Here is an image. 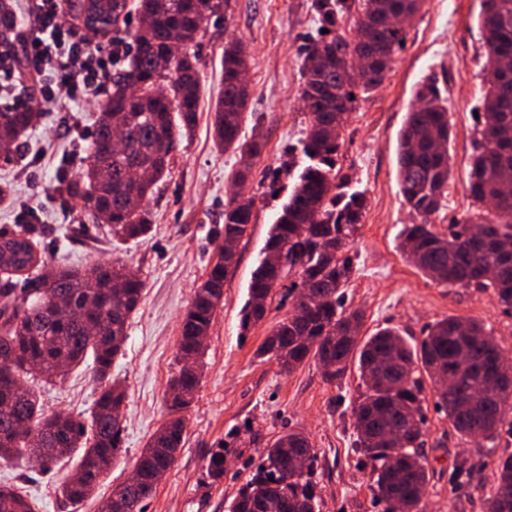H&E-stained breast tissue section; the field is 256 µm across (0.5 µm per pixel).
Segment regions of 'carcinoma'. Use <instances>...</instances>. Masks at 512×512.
Returning a JSON list of instances; mask_svg holds the SVG:
<instances>
[{"label": "carcinoma", "instance_id": "1", "mask_svg": "<svg viewBox=\"0 0 512 512\" xmlns=\"http://www.w3.org/2000/svg\"><path fill=\"white\" fill-rule=\"evenodd\" d=\"M97 19L83 23L97 35L107 32L118 16L92 0ZM426 0H312L320 29L328 35L308 46L303 59L301 97L312 110L302 153L311 164L270 225L264 249L286 252L282 276L274 281L266 260L253 271L248 299L241 310L242 333L262 322L272 305L297 297L300 287L315 296L307 312L288 311L267 333L256 356L277 362L288 374L306 360L330 366L323 380L342 378L351 361L358 363L365 392L353 405L355 449L375 475L370 491L386 504L385 512H419L429 482L423 451L426 418L422 411L423 380L435 384V408L453 430L485 440L512 430L506 403L512 391L493 394L490 377L504 359L494 337L476 321L446 317L429 324L418 346L411 347L395 327L378 329L358 340L363 316L348 312L343 295L354 270L355 256L347 249L366 209L361 193L343 190L337 180V157L355 95L378 87L392 69L395 54L406 40L405 29L391 28L395 16L415 17ZM224 0H137L140 24L132 33L129 55L102 103L91 140L86 146L90 163L73 178L62 174L56 191L62 203L84 196L95 224H105L113 236L135 240L150 231L143 203L168 171L179 137L192 131L199 106L197 44L203 24L222 13ZM355 14V26L370 30L367 43H354L342 32L345 16ZM479 23L484 34L486 79L480 139L471 157L467 191L475 209L462 224L441 232L431 223L448 193L452 175L448 142V108L435 80L428 78L415 92L416 106L400 136L399 192L419 222L406 225L400 248L407 259L439 285L492 290L500 305L512 309V0H482ZM18 18L12 0H0V47L3 60L15 70L22 61L13 47ZM183 48L173 69H159L169 44ZM370 59L365 71L345 60ZM247 60L242 48L224 49V92L215 105L216 144L240 156L235 175L246 182L250 161L261 154L262 133L241 136L248 92L238 82ZM137 85L129 100L126 89ZM39 118L38 104L29 100L0 110V159L9 160L20 149L19 138ZM125 133L121 151L109 149L112 133ZM442 142L436 149L432 137ZM138 168L134 180L129 169ZM251 198H233L224 205V235L243 240L253 217ZM34 229L23 226L0 233V297L12 302L0 308V464L26 456L41 467L78 457L82 472L58 491L62 506L88 499L108 472L121 444L123 424L119 410L125 391L112 381V362L127 339V322L144 290L138 273L124 266L94 264L63 268L51 278L23 275L43 262L35 248ZM231 265L223 254L196 288L180 320L179 356L189 361L167 388L169 419L150 437L136 463L140 481L112 487L101 512H144L162 475L176 461L185 437V412L200 382L204 355L201 338L208 335L224 301V283ZM23 279L16 280L14 276ZM121 281L124 287L115 288ZM92 361L101 391L88 423L64 412L46 415L36 390L28 381L61 376L59 365L73 368ZM238 449L237 435L229 432L207 458L210 477L224 479V456ZM302 460L305 470L283 482L281 474ZM317 453L309 438L290 429L267 443L252 464L251 474L228 503L226 512H320L321 496L312 475ZM512 499V453L499 458L494 486L486 498L487 512H503ZM0 512H34L22 492L0 486Z\"/></svg>", "mask_w": 512, "mask_h": 512}]
</instances>
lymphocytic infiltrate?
Wrapping results in <instances>:
<instances>
[{"mask_svg": "<svg viewBox=\"0 0 512 512\" xmlns=\"http://www.w3.org/2000/svg\"><path fill=\"white\" fill-rule=\"evenodd\" d=\"M25 19L33 29L26 62L38 81L37 100L45 106L95 98L112 77L120 48L93 49L77 26L65 20L60 0H26Z\"/></svg>", "mask_w": 512, "mask_h": 512, "instance_id": "lymphocytic-infiltrate-1", "label": "lymphocytic infiltrate"}]
</instances>
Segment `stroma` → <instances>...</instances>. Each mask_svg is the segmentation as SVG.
<instances>
[{
    "instance_id": "stroma-1",
    "label": "stroma",
    "mask_w": 512,
    "mask_h": 512,
    "mask_svg": "<svg viewBox=\"0 0 512 512\" xmlns=\"http://www.w3.org/2000/svg\"><path fill=\"white\" fill-rule=\"evenodd\" d=\"M312 0H229L227 20L208 27L198 56L199 112L191 135L182 137L168 175L159 182L146 209L153 225L147 239L112 238L93 224L83 200L61 204L55 187L61 170L87 164L84 131L92 129L101 98L73 103L66 112L46 111L21 138L23 158L0 161V228L13 229L22 214L38 227L39 249L46 256L40 272L97 262L123 265L145 283L142 299L128 320L122 355L112 378L126 391L121 449L94 499L74 512H98L100 499L134 468L150 436L166 420L167 384L178 373L180 318L216 259L217 232L224 205L241 194L254 201L250 235L238 248V264L224 284L206 342L205 367L196 399L186 414V435L176 462L146 503V512H224L249 471L232 459L221 482H212L207 456L227 432H236L246 455H256L283 427L303 432L318 454L313 475L323 498L322 512H377L368 488L370 469L354 451L352 406L363 388L356 367L344 378L325 383L309 361L286 374L255 351L283 310H271L249 333L240 329L253 269L267 233L298 175L294 164L309 127L301 100L302 49L317 36ZM482 0H427L407 29L403 48L381 86L359 95L344 130L337 162L350 190L364 192L368 205L349 247L357 267L345 292V307L364 315L362 336L391 326L409 341L421 339L426 325L445 317L482 322L512 359V312L492 292L445 287L427 278L401 253L404 225L415 217L404 205L397 181L399 133L415 101V89L435 75L448 101L452 177L442 208L431 221L438 229L469 217L466 191L472 142L482 109L485 47L478 18ZM242 42L248 53V103L241 128L251 136L261 128L266 145L254 159L245 185L235 174L240 159L213 141L215 104L224 88L222 52ZM46 413L64 411L85 420L99 395L89 366L70 370L52 385L40 386ZM428 422L424 453L431 480L424 512H485L484 499L494 483L497 461L512 453V435L498 447L455 433L423 403ZM73 463H58L51 473L18 461L0 465V484L23 487L36 512H61L57 484Z\"/></svg>"
}]
</instances>
